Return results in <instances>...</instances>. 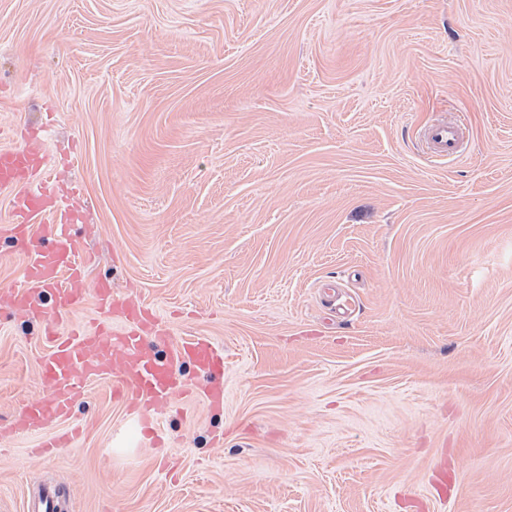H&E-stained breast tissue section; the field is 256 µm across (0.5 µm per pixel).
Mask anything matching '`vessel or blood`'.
I'll use <instances>...</instances> for the list:
<instances>
[{"instance_id":"vessel-or-blood-1","label":"vessel or blood","mask_w":512,"mask_h":512,"mask_svg":"<svg viewBox=\"0 0 512 512\" xmlns=\"http://www.w3.org/2000/svg\"><path fill=\"white\" fill-rule=\"evenodd\" d=\"M423 143L431 156L459 157L461 127L445 121L429 125ZM0 191L11 194V219L0 226V239L25 256L23 285L1 291L0 305L42 322L49 345L40 375L50 394L30 401L17 413L10 436L34 438L45 448L73 442L76 431H63V424L90 384L111 372L117 355L124 367L112 394L123 400L132 421L154 420L156 405L170 398L178 385L177 374L187 364L211 381L206 400L223 402L224 358L211 342L189 337L169 344L152 310L116 303L108 282L89 286L92 258L70 232L82 211L61 203L41 141L0 149ZM89 301L102 317L101 327L60 335L61 322Z\"/></svg>"}]
</instances>
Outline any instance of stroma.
Wrapping results in <instances>:
<instances>
[{"label": "stroma", "instance_id": "35a3bbf8", "mask_svg": "<svg viewBox=\"0 0 512 512\" xmlns=\"http://www.w3.org/2000/svg\"><path fill=\"white\" fill-rule=\"evenodd\" d=\"M33 135L90 281L213 341L224 405L158 446L104 378L83 441L0 442V512H512V0H0ZM47 351L0 309V427ZM461 140V125L448 121L427 126L423 137L426 153L440 159L459 157Z\"/></svg>", "mask_w": 512, "mask_h": 512}]
</instances>
